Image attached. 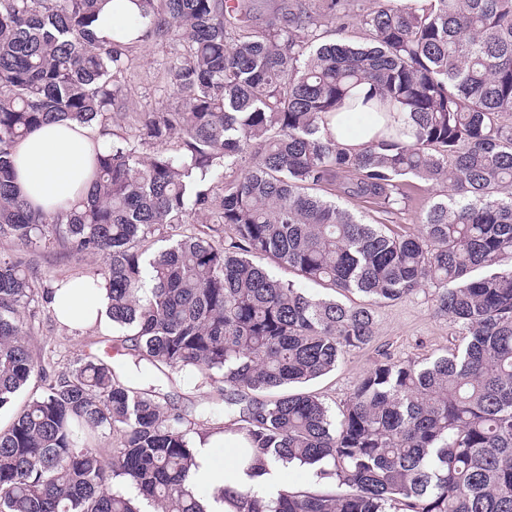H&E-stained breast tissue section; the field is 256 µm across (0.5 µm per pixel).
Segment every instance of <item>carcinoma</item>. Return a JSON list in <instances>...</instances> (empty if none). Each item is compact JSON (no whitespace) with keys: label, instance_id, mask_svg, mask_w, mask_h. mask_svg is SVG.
<instances>
[{"label":"carcinoma","instance_id":"obj_1","mask_svg":"<svg viewBox=\"0 0 512 512\" xmlns=\"http://www.w3.org/2000/svg\"><path fill=\"white\" fill-rule=\"evenodd\" d=\"M105 2L0 0V238L103 258L112 326L154 383L91 357L59 373L0 430V512H206L190 423L225 417L250 469L307 466L335 485L275 499L225 486L235 512H512V0H386L360 15L359 44L323 39L341 0H282L260 29L255 0H137V37L104 45ZM173 35L176 101L135 118L119 79L136 46ZM358 113L380 129L354 150L328 125ZM65 121L111 141L86 198L48 216L15 185L13 147ZM341 176L387 215L410 178L448 192L398 235L322 194ZM191 216L231 235H167ZM427 286L464 348L376 363L338 415L298 389L372 341L373 305ZM50 295L0 254V409L43 371L25 313ZM184 371L223 383L224 410L162 404L159 383ZM114 436L107 459L96 442Z\"/></svg>","mask_w":512,"mask_h":512}]
</instances>
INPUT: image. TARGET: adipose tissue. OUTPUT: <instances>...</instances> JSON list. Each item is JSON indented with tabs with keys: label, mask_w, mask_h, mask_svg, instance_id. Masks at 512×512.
Masks as SVG:
<instances>
[{
	"label": "adipose tissue",
	"mask_w": 512,
	"mask_h": 512,
	"mask_svg": "<svg viewBox=\"0 0 512 512\" xmlns=\"http://www.w3.org/2000/svg\"><path fill=\"white\" fill-rule=\"evenodd\" d=\"M138 8L134 0H108L95 22L99 40L111 42L122 38L132 24ZM104 142L92 128L74 122L43 126L22 138L15 146L18 183L28 200L46 213L72 208L85 197L92 173L95 152ZM111 299L102 277L66 278L56 283L51 306L58 321L70 328L112 329L109 315ZM247 441L242 434L227 435L216 431L195 447L196 466L192 482L210 490L206 512H233L220 500L218 492L230 486L252 489L258 496L271 497L284 489L283 470L248 471L238 458ZM227 447L230 466L221 465L214 451Z\"/></svg>",
	"instance_id": "ef3b65f1"
}]
</instances>
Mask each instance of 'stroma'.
<instances>
[{
  "label": "stroma",
  "mask_w": 512,
  "mask_h": 512,
  "mask_svg": "<svg viewBox=\"0 0 512 512\" xmlns=\"http://www.w3.org/2000/svg\"><path fill=\"white\" fill-rule=\"evenodd\" d=\"M178 42L149 41L133 53L129 70L120 80L122 91L134 111L149 112L159 103L173 101L175 90L166 71V63ZM439 186L415 180L410 187V201L397 215L377 216L369 204L353 200L343 193H335L337 202L365 215L368 219H382L395 233H416L418 216L426 204L439 194ZM37 281L42 287H54L64 278L88 276L100 268V261L79 260L65 250L32 254ZM28 324L30 344L34 357L41 361L47 376L71 367L78 358L96 355L122 366L124 379L129 384L145 388L152 379L145 368L136 367L122 356L119 331L102 333L98 328L70 329L59 324L50 305L35 302L30 306ZM469 336L447 317L435 314L432 291L424 289L377 310V332L372 343L353 350L341 359L335 371L312 381L309 391L319 394L332 410H341L346 399L375 362L424 361L454 348L464 346ZM162 392L167 400L179 405L190 403L207 405L220 402L217 384L202 380L190 372L173 374L164 382Z\"/></svg>",
  "instance_id": "obj_1"
}]
</instances>
